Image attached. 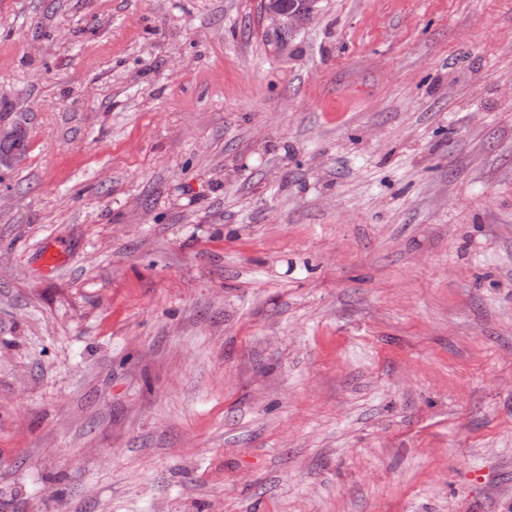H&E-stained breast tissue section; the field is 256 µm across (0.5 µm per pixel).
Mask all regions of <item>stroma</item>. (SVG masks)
Listing matches in <instances>:
<instances>
[{"mask_svg": "<svg viewBox=\"0 0 512 512\" xmlns=\"http://www.w3.org/2000/svg\"><path fill=\"white\" fill-rule=\"evenodd\" d=\"M264 2L0 0V512H512V0ZM265 2V11L272 23L280 30L290 32L312 17L318 0H296L288 8L283 7L276 0Z\"/></svg>", "mask_w": 512, "mask_h": 512, "instance_id": "stroma-1", "label": "stroma"}]
</instances>
